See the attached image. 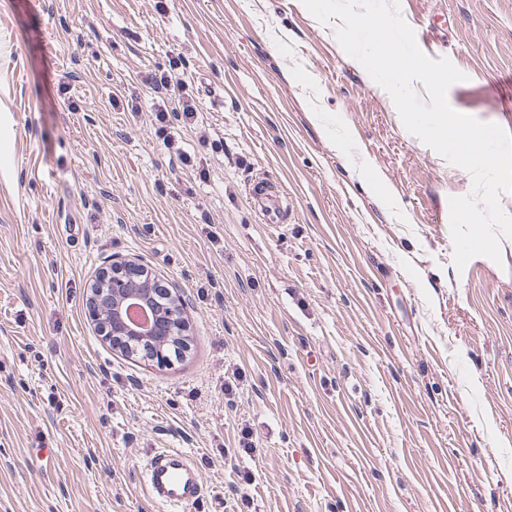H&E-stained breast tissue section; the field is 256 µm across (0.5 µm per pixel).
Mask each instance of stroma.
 Returning a JSON list of instances; mask_svg holds the SVG:
<instances>
[{"instance_id":"35a3bbf8","label":"stroma","mask_w":512,"mask_h":512,"mask_svg":"<svg viewBox=\"0 0 512 512\" xmlns=\"http://www.w3.org/2000/svg\"><path fill=\"white\" fill-rule=\"evenodd\" d=\"M400 7L512 132V0ZM472 187L301 0H0V512H175L157 449L183 512H512V237L456 268ZM128 261L182 299L170 365L89 316ZM248 192L268 218V224H284L287 222L289 215L285 210L281 209L280 196L275 193L268 177L259 176L252 179L248 184ZM145 485L151 499L174 507L198 503L205 488L195 463L169 450L153 452Z\"/></svg>"}]
</instances>
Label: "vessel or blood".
<instances>
[{
    "label": "vessel or blood",
    "instance_id": "vessel-or-blood-1",
    "mask_svg": "<svg viewBox=\"0 0 512 512\" xmlns=\"http://www.w3.org/2000/svg\"><path fill=\"white\" fill-rule=\"evenodd\" d=\"M248 192L269 223H286L289 215L282 210L279 196L270 180L259 176L248 184ZM145 485L151 499L169 506L183 507L198 503L204 496V483L194 462L169 450L154 451Z\"/></svg>",
    "mask_w": 512,
    "mask_h": 512
}]
</instances>
